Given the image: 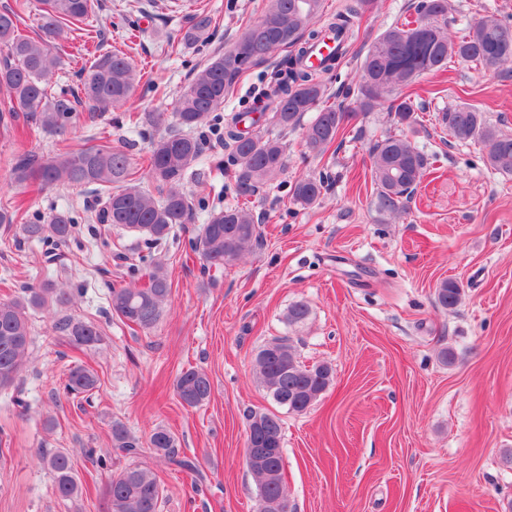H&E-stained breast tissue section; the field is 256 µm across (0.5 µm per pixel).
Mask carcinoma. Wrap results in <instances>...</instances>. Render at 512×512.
Listing matches in <instances>:
<instances>
[{
	"instance_id": "cac0c4a2",
	"label": "carcinoma",
	"mask_w": 512,
	"mask_h": 512,
	"mask_svg": "<svg viewBox=\"0 0 512 512\" xmlns=\"http://www.w3.org/2000/svg\"><path fill=\"white\" fill-rule=\"evenodd\" d=\"M323 0H266L262 17L251 24L233 47L215 56L184 87L175 102L176 127L152 141L144 176L155 183L156 193L136 184V172L120 148L83 147L52 156L21 153L14 170L24 179L37 176L42 184L64 182L72 186L95 185L99 189L93 223L120 227L138 234L147 253L129 268L138 274L148 270L143 287L135 283L112 286L109 304L129 327L150 330L159 322L171 295V283L163 262L153 250L165 243L174 226L194 217L190 194L184 187L186 175L195 172L205 155L204 143L191 134L201 125L216 127L219 142L227 151L232 192L242 204L213 209L207 213L201 234L195 241L209 266H233L261 243L260 225L249 207V199L260 188L275 180L287 166L284 138L303 130L305 150L320 156L336 140L342 124L360 112L387 106L394 124L409 127L415 122V108L405 93L420 75L437 71L457 59L496 69L512 64V25L493 15L483 16L452 34L448 26V0H418L415 17L389 26L370 45L361 62L355 106H325L327 89L323 75L339 65L345 51H336L333 63L312 66V51L329 33L347 44L355 20L372 11L376 0H347L343 9L323 17ZM41 35L23 34L21 26L29 9L28 0L0 11V92L6 95L0 109V123L10 125L19 113L31 119L36 128L61 133L73 125L77 107L102 114L123 107L141 80L124 54L90 52L92 62L80 71V90L52 91L50 82L58 58L52 43L75 31L73 25L92 13L93 0H40ZM213 18L201 11L192 14L190 26L180 40L193 45L204 40ZM277 51L285 52L271 73L269 89L259 102V119L275 129L260 133L243 125L244 114L221 115L224 99L232 92L241 74L264 62ZM311 118H306L308 113ZM135 125L157 126L161 113H128ZM442 125L459 142L484 143L489 167L512 175V135L492 125L484 112L458 105L442 113ZM431 155L412 143L402 132L375 142L371 151V174L376 185L378 211L399 213L406 209L431 167ZM324 181L309 176L292 187V200L310 207L323 196ZM22 224L23 234L41 243L66 244L76 233V223L64 212L52 213L44 223H27L20 207L0 206V224ZM462 288L454 280H443L435 288L434 300L444 309L455 308ZM73 293L47 280L38 287L25 286L8 300L0 301V390L15 386L28 362L32 344L30 312L49 305H65ZM70 341L79 347L93 348L100 333L91 322L65 318L57 323ZM255 374L273 402L291 412L307 411L328 389L332 369L327 364L311 367L298 361L287 337L275 338L260 347L254 358ZM98 377L84 365L74 366L64 383L66 395L90 401ZM180 401L198 407L211 395L207 374L194 367L180 372L175 381ZM155 454L192 475L196 463L181 454L172 433L157 427L144 442ZM143 442L117 422L112 425V448L135 458ZM246 465L258 483V512H271L279 502L288 512V497L283 480V430L280 416L270 410H253L248 416L245 448ZM51 471L55 490L63 499L76 495L79 479L69 456L61 451L42 457ZM110 512H157L162 488L155 474L130 463L112 475L107 487Z\"/></svg>"
}]
</instances>
